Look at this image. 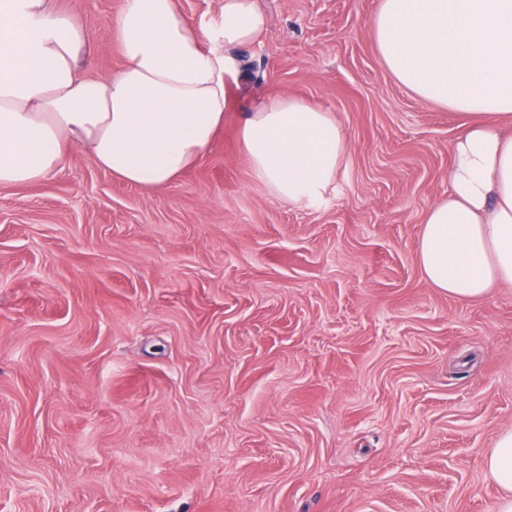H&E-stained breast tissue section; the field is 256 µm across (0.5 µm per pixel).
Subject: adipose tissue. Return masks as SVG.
<instances>
[{"label": "adipose tissue", "mask_w": 512, "mask_h": 512, "mask_svg": "<svg viewBox=\"0 0 512 512\" xmlns=\"http://www.w3.org/2000/svg\"><path fill=\"white\" fill-rule=\"evenodd\" d=\"M57 0H0V186L46 179L72 148L132 186L175 181L224 130L239 84L235 48L266 27L256 0H223L189 23L176 0H122L121 67L90 78L83 24ZM372 32L393 76L422 102L468 116L448 196L429 207L418 246L426 279L464 300L512 284V0H381ZM240 143L254 179L299 207L331 189L347 152L332 112L284 92L256 100ZM512 512V429L484 459Z\"/></svg>", "instance_id": "adipose-tissue-1"}]
</instances>
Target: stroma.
Masks as SVG:
<instances>
[{
    "instance_id": "35a3bbf8",
    "label": "stroma",
    "mask_w": 512,
    "mask_h": 512,
    "mask_svg": "<svg viewBox=\"0 0 512 512\" xmlns=\"http://www.w3.org/2000/svg\"><path fill=\"white\" fill-rule=\"evenodd\" d=\"M121 0H59L117 70ZM381 0H257L245 87L333 112L349 144L312 207L275 199L243 107L176 181L73 150L0 187V512H497L512 284L465 301L417 260L467 118L384 64Z\"/></svg>"
}]
</instances>
